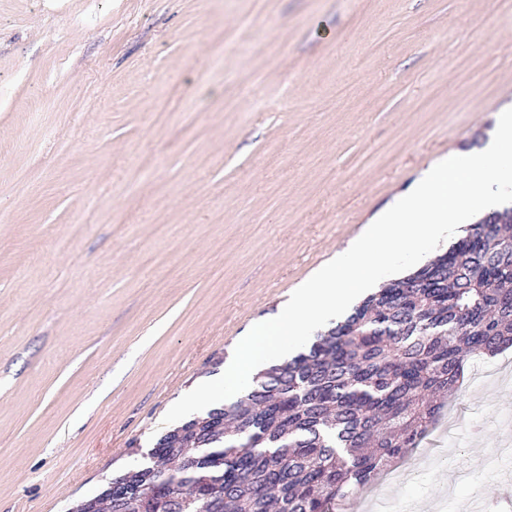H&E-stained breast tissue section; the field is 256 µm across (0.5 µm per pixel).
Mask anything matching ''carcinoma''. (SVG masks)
Wrapping results in <instances>:
<instances>
[{
    "mask_svg": "<svg viewBox=\"0 0 512 512\" xmlns=\"http://www.w3.org/2000/svg\"><path fill=\"white\" fill-rule=\"evenodd\" d=\"M512 346V214L469 225L447 252L368 295L288 361L153 446L150 469L114 477L129 491L175 471L146 512H334L424 438L436 394L458 390L463 362ZM207 448L202 456L197 449ZM201 480L206 496L181 500Z\"/></svg>",
    "mask_w": 512,
    "mask_h": 512,
    "instance_id": "obj_1",
    "label": "carcinoma"
}]
</instances>
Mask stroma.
<instances>
[{
    "instance_id": "stroma-1",
    "label": "stroma",
    "mask_w": 512,
    "mask_h": 512,
    "mask_svg": "<svg viewBox=\"0 0 512 512\" xmlns=\"http://www.w3.org/2000/svg\"><path fill=\"white\" fill-rule=\"evenodd\" d=\"M511 106L512 0H0V512L97 494ZM440 407L395 512H512V349Z\"/></svg>"
}]
</instances>
